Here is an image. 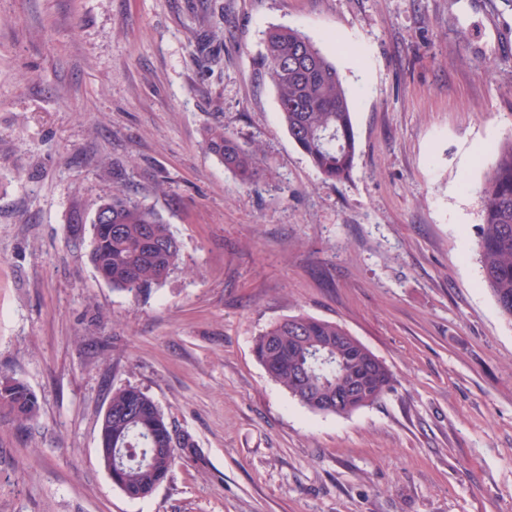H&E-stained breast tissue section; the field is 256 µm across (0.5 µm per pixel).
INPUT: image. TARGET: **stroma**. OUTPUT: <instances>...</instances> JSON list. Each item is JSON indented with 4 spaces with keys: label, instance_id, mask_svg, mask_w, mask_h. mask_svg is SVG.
<instances>
[{
    "label": "stroma",
    "instance_id": "stroma-1",
    "mask_svg": "<svg viewBox=\"0 0 512 512\" xmlns=\"http://www.w3.org/2000/svg\"><path fill=\"white\" fill-rule=\"evenodd\" d=\"M298 29L353 102L349 179L324 180L257 66ZM256 151L249 189L208 126ZM512 136V0H0V512H512V321L477 262V186ZM123 190L181 243L149 293L89 261ZM305 313L391 369L347 415L298 403L253 340ZM133 385L193 446L128 498L101 464ZM4 379L0 382V410L7 411L18 421L35 418L39 412L36 395L23 382Z\"/></svg>",
    "mask_w": 512,
    "mask_h": 512
}]
</instances>
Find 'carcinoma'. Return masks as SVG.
<instances>
[{"label":"carcinoma","mask_w":512,"mask_h":512,"mask_svg":"<svg viewBox=\"0 0 512 512\" xmlns=\"http://www.w3.org/2000/svg\"><path fill=\"white\" fill-rule=\"evenodd\" d=\"M259 66L277 94L283 124L294 144L324 178L341 182L354 167L356 135L351 99L335 63L306 34L271 28ZM206 148L243 184L256 187L260 166L253 151L224 131L207 128ZM479 188L483 224L478 258L484 282L503 316L512 320V138L496 146ZM112 224L91 223L89 259L115 290L137 297L161 284L176 267L180 243L152 207L117 193L96 214ZM345 335L336 322L299 313L258 334L253 351L272 381L314 411L336 407V394L349 396L352 410L376 403L391 387L393 374L368 348L338 342ZM100 435L104 468L115 471L116 486L133 499L151 495L168 480L179 454L192 447L167 423L156 402L132 385L112 390ZM0 410L19 421L39 412L36 395L15 379L0 382ZM161 452H155V449Z\"/></svg>","instance_id":"obj_1"}]
</instances>
